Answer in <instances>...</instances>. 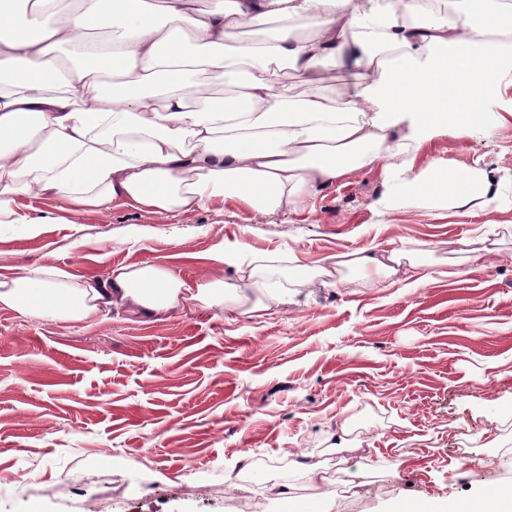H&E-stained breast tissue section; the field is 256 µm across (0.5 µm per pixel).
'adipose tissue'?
I'll return each instance as SVG.
<instances>
[{
  "mask_svg": "<svg viewBox=\"0 0 512 512\" xmlns=\"http://www.w3.org/2000/svg\"><path fill=\"white\" fill-rule=\"evenodd\" d=\"M273 19L263 45L243 28ZM105 31L103 44L84 36ZM310 30L297 38L298 30ZM68 48L72 64L60 62ZM354 71L345 99L297 97L293 79L322 84ZM241 78L236 93L190 97L198 79ZM512 0H0V224L34 226L24 200L46 195L108 212L158 215L233 203L266 215L304 210L350 173L383 165L382 212L431 198L463 214L500 209L485 170L447 161L414 169L433 135L467 136L485 104L512 112ZM232 274L190 288L168 269L123 265L80 281L47 264L0 279V309L44 322L90 323L112 307L168 313L186 301L262 316L299 290L343 284L342 269L427 273L412 250L361 248L317 268L294 254L224 256Z\"/></svg>",
  "mask_w": 512,
  "mask_h": 512,
  "instance_id": "ef3b65f1",
  "label": "adipose tissue"
}]
</instances>
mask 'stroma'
I'll use <instances>...</instances> for the list:
<instances>
[{"label": "stroma", "mask_w": 512, "mask_h": 512, "mask_svg": "<svg viewBox=\"0 0 512 512\" xmlns=\"http://www.w3.org/2000/svg\"><path fill=\"white\" fill-rule=\"evenodd\" d=\"M442 159L512 188V114L472 136H434ZM383 167L345 176L306 211L212 205L161 217L28 200L36 233L0 225V278L41 263L78 280L151 264L190 286L222 280L224 255L293 251L301 265L363 247L428 245L430 277L397 273L315 288L257 318L194 303L146 319L114 308L93 325L0 309V512H394L512 491V208L463 217L392 214ZM471 242L469 275L448 258ZM317 465L319 482L298 467ZM365 468L350 490L349 472Z\"/></svg>", "instance_id": "stroma-1"}]
</instances>
